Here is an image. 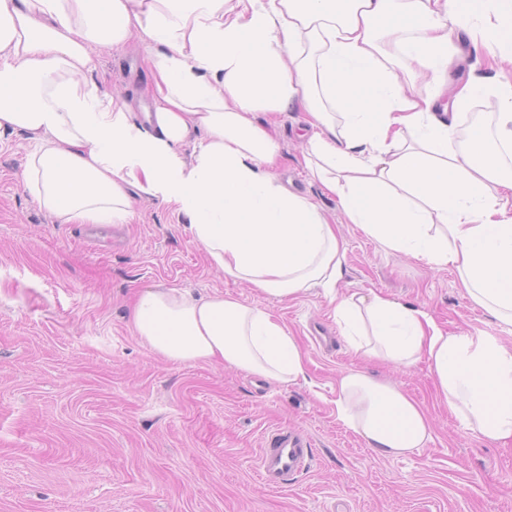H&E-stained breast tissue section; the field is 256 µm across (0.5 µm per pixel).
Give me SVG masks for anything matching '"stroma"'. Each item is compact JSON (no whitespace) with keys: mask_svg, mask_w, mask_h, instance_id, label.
Returning a JSON list of instances; mask_svg holds the SVG:
<instances>
[{"mask_svg":"<svg viewBox=\"0 0 512 512\" xmlns=\"http://www.w3.org/2000/svg\"><path fill=\"white\" fill-rule=\"evenodd\" d=\"M145 47L98 49L105 88L149 102ZM276 175L310 197L347 248L337 292L372 291L429 312L448 333L512 347V326L474 305L453 268L390 254L349 223L298 158L299 112L278 115ZM30 150L0 135V512H512V442L462 425L426 360L357 356L322 293L268 300L216 273L166 204L140 195L121 245L99 251L41 210L22 180ZM219 291L266 308L295 336L307 378L281 384L212 362L174 363L134 334L136 292ZM359 369L422 403L433 440L376 455L336 416V380ZM303 431L314 456L288 485L258 478L264 436Z\"/></svg>","mask_w":512,"mask_h":512,"instance_id":"35a3bbf8","label":"stroma"}]
</instances>
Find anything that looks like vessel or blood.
Returning <instances> with one entry per match:
<instances>
[{"label":"vessel or blood","instance_id":"1","mask_svg":"<svg viewBox=\"0 0 512 512\" xmlns=\"http://www.w3.org/2000/svg\"><path fill=\"white\" fill-rule=\"evenodd\" d=\"M312 444L302 432L281 427L265 437L258 472L269 487L287 484L289 476L305 470L311 459Z\"/></svg>","mask_w":512,"mask_h":512}]
</instances>
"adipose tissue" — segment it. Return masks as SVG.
Here are the masks:
<instances>
[{
    "label": "adipose tissue",
    "instance_id": "adipose-tissue-1",
    "mask_svg": "<svg viewBox=\"0 0 512 512\" xmlns=\"http://www.w3.org/2000/svg\"><path fill=\"white\" fill-rule=\"evenodd\" d=\"M512 63V0H0V134L24 133L23 172L65 224H123L132 191L187 224L212 267L265 298L322 290L350 346L397 367L426 359L449 411L481 437L512 440V349L445 332L426 311L377 293L338 298L346 250L318 205L276 176V124L300 111V163L386 250L453 267L470 300L512 323V80L469 72L441 100L448 35ZM146 46L154 109L136 112L94 77V48ZM430 75L407 89L399 60ZM493 95V135L464 108ZM191 154H184V146ZM136 335L177 362H218L264 379L305 375L270 312L215 292L149 288ZM336 414L377 455L432 439L424 407L349 369Z\"/></svg>",
    "mask_w": 512,
    "mask_h": 512
}]
</instances>
